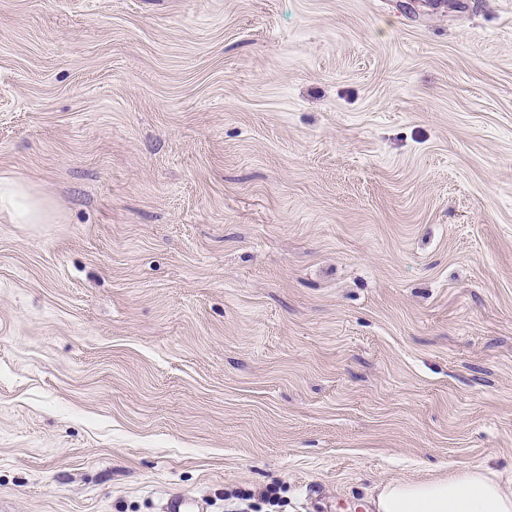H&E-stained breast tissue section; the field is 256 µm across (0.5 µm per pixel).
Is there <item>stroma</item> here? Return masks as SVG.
I'll return each instance as SVG.
<instances>
[{
    "mask_svg": "<svg viewBox=\"0 0 512 512\" xmlns=\"http://www.w3.org/2000/svg\"><path fill=\"white\" fill-rule=\"evenodd\" d=\"M0 512L512 483V0H0ZM0 214L13 224H49L52 210L48 202L20 179H0Z\"/></svg>",
    "mask_w": 512,
    "mask_h": 512,
    "instance_id": "1",
    "label": "stroma"
}]
</instances>
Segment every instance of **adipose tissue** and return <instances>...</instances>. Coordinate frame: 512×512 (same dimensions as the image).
<instances>
[{"instance_id": "1", "label": "adipose tissue", "mask_w": 512, "mask_h": 512, "mask_svg": "<svg viewBox=\"0 0 512 512\" xmlns=\"http://www.w3.org/2000/svg\"><path fill=\"white\" fill-rule=\"evenodd\" d=\"M0 214L15 224H47L48 202L25 182L0 179ZM375 512H512V486L488 468L474 466L445 478L396 481L377 489Z\"/></svg>"}]
</instances>
